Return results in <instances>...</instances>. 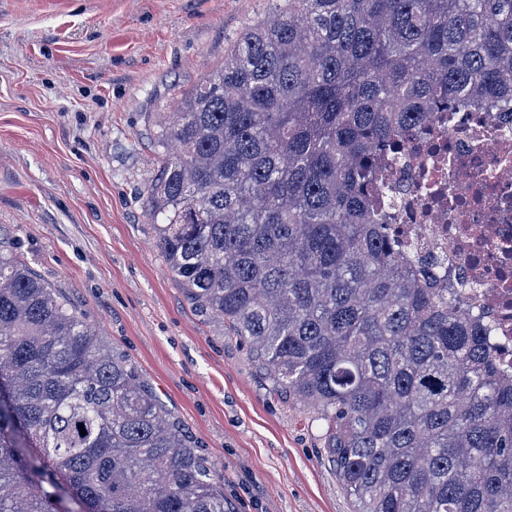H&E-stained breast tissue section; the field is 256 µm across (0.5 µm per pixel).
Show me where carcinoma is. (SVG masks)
Returning a JSON list of instances; mask_svg holds the SVG:
<instances>
[{"mask_svg":"<svg viewBox=\"0 0 512 512\" xmlns=\"http://www.w3.org/2000/svg\"><path fill=\"white\" fill-rule=\"evenodd\" d=\"M474 97L512 112V0H276L155 121L170 272L327 422L354 512H512L488 329L373 216L387 147ZM0 387V512H232L137 367L7 250Z\"/></svg>","mask_w":512,"mask_h":512,"instance_id":"1","label":"carcinoma"}]
</instances>
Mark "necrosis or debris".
Returning a JSON list of instances; mask_svg holds the SVG:
<instances>
[{"instance_id":"4bbe7bcc","label":"necrosis or debris","mask_w":512,"mask_h":512,"mask_svg":"<svg viewBox=\"0 0 512 512\" xmlns=\"http://www.w3.org/2000/svg\"><path fill=\"white\" fill-rule=\"evenodd\" d=\"M380 176L400 260L434 272L437 287H463L466 316L482 317L512 366V113H443Z\"/></svg>"}]
</instances>
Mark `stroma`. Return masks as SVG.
<instances>
[{"label":"stroma","instance_id":"35a3bbf8","mask_svg":"<svg viewBox=\"0 0 512 512\" xmlns=\"http://www.w3.org/2000/svg\"><path fill=\"white\" fill-rule=\"evenodd\" d=\"M275 0H0V246L134 363L235 512H353L326 424L169 271L155 115Z\"/></svg>","mask_w":512,"mask_h":512}]
</instances>
